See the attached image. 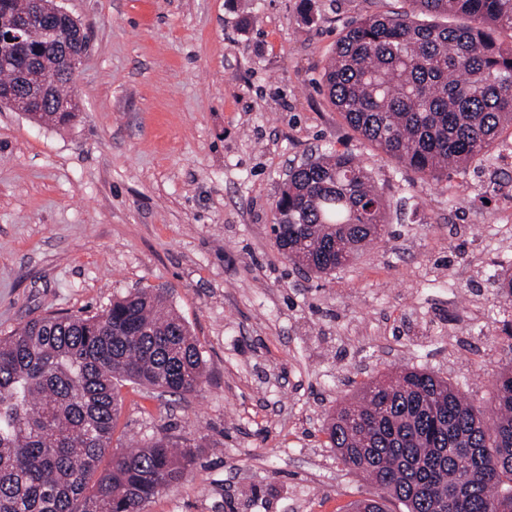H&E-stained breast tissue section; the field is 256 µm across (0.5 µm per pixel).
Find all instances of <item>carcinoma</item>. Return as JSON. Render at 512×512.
Instances as JSON below:
<instances>
[{"label":"carcinoma","mask_w":512,"mask_h":512,"mask_svg":"<svg viewBox=\"0 0 512 512\" xmlns=\"http://www.w3.org/2000/svg\"><path fill=\"white\" fill-rule=\"evenodd\" d=\"M412 11L368 15L336 41L323 67L330 102L387 157L434 181L467 167L512 122V0H409ZM451 15L457 24L416 14ZM67 48L86 50L64 20ZM42 83L68 84L56 66ZM78 108L27 114L60 127ZM391 205L350 153L329 150L288 176L272 232L289 264L334 272L382 238ZM200 345L167 304L138 288L95 315L47 314L0 337V512H145L194 465L199 443L163 436L104 460L128 381L170 394L201 389ZM491 412L432 371L411 367L362 388L324 433L336 458L379 490L353 512H512V365L494 375Z\"/></svg>","instance_id":"1"}]
</instances>
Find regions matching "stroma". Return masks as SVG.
I'll return each instance as SVG.
<instances>
[{
	"instance_id": "obj_1",
	"label": "stroma",
	"mask_w": 512,
	"mask_h": 512,
	"mask_svg": "<svg viewBox=\"0 0 512 512\" xmlns=\"http://www.w3.org/2000/svg\"><path fill=\"white\" fill-rule=\"evenodd\" d=\"M83 27L81 112L39 127L0 106V336L163 287L208 380L189 395L121 387L112 448L198 441L146 512H346L376 488L324 424L406 367L489 407L508 360L512 124L447 180L420 178L350 129L320 87L352 22L408 0H60ZM333 148L396 212L347 267L288 265L270 230L290 167Z\"/></svg>"
}]
</instances>
